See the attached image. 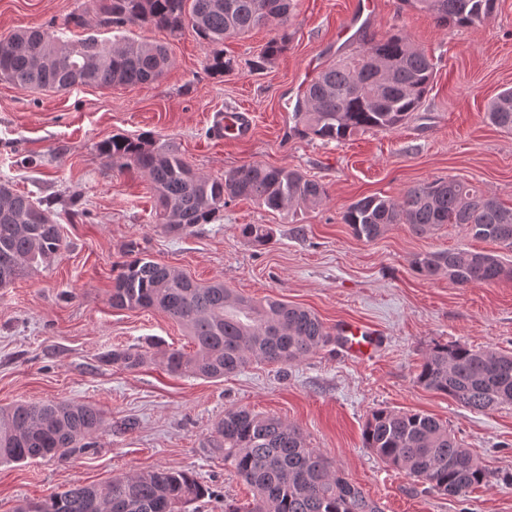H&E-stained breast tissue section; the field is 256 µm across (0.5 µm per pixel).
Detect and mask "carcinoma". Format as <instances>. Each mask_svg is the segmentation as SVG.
Instances as JSON below:
<instances>
[{
  "label": "carcinoma",
  "mask_w": 512,
  "mask_h": 512,
  "mask_svg": "<svg viewBox=\"0 0 512 512\" xmlns=\"http://www.w3.org/2000/svg\"><path fill=\"white\" fill-rule=\"evenodd\" d=\"M56 29H27L0 37V78L21 88L66 91L78 86H138L160 80L170 58L156 42L98 38L97 32L128 25L165 30L189 29L219 44L275 23L280 34L266 43L254 62L258 70L287 48L288 24L297 0H90ZM431 15L440 27H476L491 15L496 0H402ZM72 28L87 31L74 41ZM235 60L215 50L206 69L234 70ZM434 63L402 31L364 37L348 55L334 60L311 80L296 104L295 127L325 142H341L367 130L391 131L421 107L433 79ZM490 121L512 133V88L487 107ZM106 166L147 177L155 199V223L181 238L216 220L224 206L249 199L271 210L316 207L327 198L320 182L288 167L248 164L210 177L197 172L175 143L146 135L115 134L100 142ZM352 234L367 242L393 224H407L419 236L444 224H463L470 234L512 248V207L476 186L456 179L409 188L400 201L366 196L342 214ZM239 236L254 247L273 240L267 224H241ZM64 239L44 201L0 184V283L47 267L60 256ZM414 270L433 279L448 276L466 287L512 279V266L493 252L466 248L416 255ZM108 301L116 309H154L186 330L193 350L172 349L165 365L172 373L219 380L256 361L283 369L328 346L333 337L311 311L282 300L254 301L221 281L202 284L146 255L120 265ZM151 357L134 347H117L100 362L126 371L144 367ZM420 386L442 393L460 406L484 412L512 406V352L449 342L426 353L415 377ZM136 421L110 423L87 403L70 400L20 402L0 407V463L38 458L65 459L92 447L107 428L134 430ZM224 462L254 490L243 507L224 512H379L361 487L349 481L306 436L283 421L245 407L224 411L212 430ZM364 447L386 464L443 495L464 497L486 484L489 472L435 417L421 412L377 409L367 419ZM207 495L184 470L159 468L112 478L104 487L73 484L17 512H181Z\"/></svg>",
  "instance_id": "cac0c4a2"
}]
</instances>
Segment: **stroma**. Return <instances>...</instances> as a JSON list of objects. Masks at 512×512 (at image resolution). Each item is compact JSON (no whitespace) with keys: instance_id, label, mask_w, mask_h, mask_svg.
<instances>
[{"instance_id":"35a3bbf8","label":"stroma","mask_w":512,"mask_h":512,"mask_svg":"<svg viewBox=\"0 0 512 512\" xmlns=\"http://www.w3.org/2000/svg\"><path fill=\"white\" fill-rule=\"evenodd\" d=\"M84 0H0V35L62 25ZM356 0H298L287 50L266 69L252 67L279 30L269 25L225 40L234 73L211 74V46L192 31L129 26L125 38L166 45L170 67L142 86H80L30 92L0 81V182L47 201L65 247L53 266L0 288V406L68 399L102 409L110 421L136 418L126 433L103 432L97 446L67 460L0 465V512H16L70 484L104 486L118 473L153 468L190 472L207 495L186 512H224L253 498L251 488L209 445L226 409L246 407L299 427L380 512H512V407L473 412L415 377L430 347L459 342L512 350V280L462 288L412 267L415 255L469 247L512 251L478 240L460 224L421 237L394 224L379 239L353 236L345 207L371 195L400 200L414 185L454 177L512 206V134L492 125L488 102L512 87V0L474 28H442L401 0H375L370 32L402 29L435 63L419 112L393 131L370 130L343 142L293 133L294 104L316 72L345 47L339 26ZM246 107L251 132L213 135L216 114ZM152 134L174 141L197 171L223 176L243 164L287 166L326 187L319 206L296 213L249 200L228 203L218 219L181 238L152 221L153 198L139 174L103 169L96 146L113 134ZM82 192L88 215H72ZM241 224H266L273 241H243ZM139 251L192 279L223 281L257 301L275 298L307 308L335 330L350 321L370 326L380 344L369 359L330 344L280 372L253 363L220 381L170 374L163 352L188 347L186 332L154 310H117L108 303L113 269ZM117 346L149 350L130 372L104 366ZM418 411L447 422L490 480L464 497L432 494L383 463L362 443L374 410Z\"/></svg>"}]
</instances>
